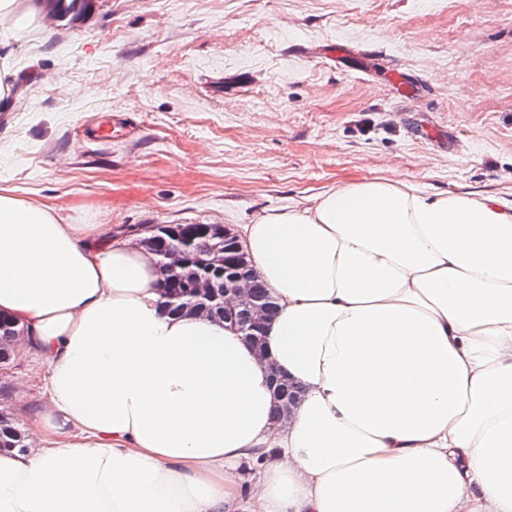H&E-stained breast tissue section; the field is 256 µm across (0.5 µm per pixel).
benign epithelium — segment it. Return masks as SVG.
I'll return each mask as SVG.
<instances>
[{"label":"benign epithelium","instance_id":"obj_1","mask_svg":"<svg viewBox=\"0 0 512 512\" xmlns=\"http://www.w3.org/2000/svg\"><path fill=\"white\" fill-rule=\"evenodd\" d=\"M160 242L162 293L169 305L210 317L222 308L224 322L261 348L274 305L271 299L256 295L252 277L243 272L248 267L245 253L231 230L223 224H207L194 246L170 224L164 228V235L155 236V243ZM274 383L281 402L278 421L285 422L291 416L295 397L279 378H274Z\"/></svg>","mask_w":512,"mask_h":512}]
</instances>
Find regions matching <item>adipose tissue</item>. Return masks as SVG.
Listing matches in <instances>:
<instances>
[{
    "mask_svg": "<svg viewBox=\"0 0 512 512\" xmlns=\"http://www.w3.org/2000/svg\"><path fill=\"white\" fill-rule=\"evenodd\" d=\"M237 236L262 356L128 237L0 194V316L48 371L0 512H512V201L365 180Z\"/></svg>",
    "mask_w": 512,
    "mask_h": 512,
    "instance_id": "adipose-tissue-1",
    "label": "adipose tissue"
}]
</instances>
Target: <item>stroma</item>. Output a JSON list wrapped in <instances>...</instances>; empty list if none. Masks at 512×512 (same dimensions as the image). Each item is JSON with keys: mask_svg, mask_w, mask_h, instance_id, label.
Masks as SVG:
<instances>
[{"mask_svg": "<svg viewBox=\"0 0 512 512\" xmlns=\"http://www.w3.org/2000/svg\"><path fill=\"white\" fill-rule=\"evenodd\" d=\"M0 64V191L68 224L232 227L391 176L512 199V0H94L0 27ZM45 374L17 353L0 412L29 427Z\"/></svg>", "mask_w": 512, "mask_h": 512, "instance_id": "1", "label": "stroma"}]
</instances>
